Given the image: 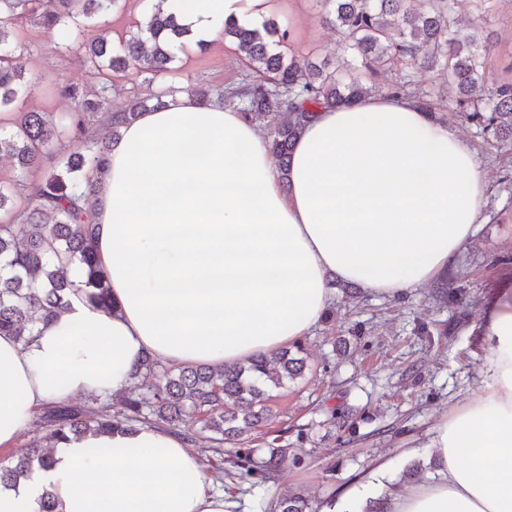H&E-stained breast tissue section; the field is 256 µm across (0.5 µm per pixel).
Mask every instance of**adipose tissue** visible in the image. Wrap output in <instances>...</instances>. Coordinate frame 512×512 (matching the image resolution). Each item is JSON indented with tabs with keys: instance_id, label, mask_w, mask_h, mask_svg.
Here are the masks:
<instances>
[{
	"instance_id": "adipose-tissue-1",
	"label": "adipose tissue",
	"mask_w": 512,
	"mask_h": 512,
	"mask_svg": "<svg viewBox=\"0 0 512 512\" xmlns=\"http://www.w3.org/2000/svg\"><path fill=\"white\" fill-rule=\"evenodd\" d=\"M261 0H195L211 38ZM98 188L94 249L112 310L76 292L31 342L0 334V447L45 405L128 388L145 355L214 367L299 340L330 277L396 298L447 271L483 221L488 182L447 123L406 98L366 97L308 119L288 167L257 124L181 93L124 125ZM481 395L430 432L438 478L382 486L383 512H512V279L485 322ZM50 469L0 486V512H232L183 436L140 425L58 442Z\"/></svg>"
}]
</instances>
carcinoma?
<instances>
[{
  "mask_svg": "<svg viewBox=\"0 0 512 512\" xmlns=\"http://www.w3.org/2000/svg\"><path fill=\"white\" fill-rule=\"evenodd\" d=\"M9 13L0 14V112L13 110L19 95L28 89L21 44L16 26L26 19L48 32L76 33L78 48L86 63L102 75V84L92 98L76 90L75 100L59 124L48 123L42 113L21 111L11 124L0 127V158L14 164L12 178L0 180V333L29 342L37 325L49 321L69 304L75 289L85 288L88 301L104 311L112 310V295L105 271L92 248L93 228L87 205L104 177L112 143L121 128L137 118L147 101L135 100L123 111L109 107L111 73L135 69L152 76L171 71L177 53H187L185 36L190 26L182 15L159 7L144 15L136 31L116 52L107 43L86 37L117 5L119 0H5ZM322 22L342 37L365 74L375 76L398 65L425 69L440 67L448 72V108L491 131L496 139L512 142V82L490 89L485 81L484 60L491 50L475 31L461 26L454 6L463 0H318ZM224 33L234 38L235 49L252 77L243 85L224 90L196 89L209 102H227L251 121L270 130V150L280 166H288L304 119L322 106L350 104L375 91L362 76H345L322 65L299 66L286 55L289 31L275 20H265L254 29L224 24ZM389 96L415 99L422 108L436 110L430 95L413 85L409 77L386 87ZM94 116L109 129V137L86 134V117ZM67 135L82 144L83 151L59 157L49 145ZM40 171L38 181L29 180ZM28 202L22 223L12 216L15 200ZM80 267L84 281L78 285L69 275ZM300 343L248 363L227 367L204 365L158 368L152 356L142 360L139 380L117 404H78L67 398L52 403L38 414L49 443L69 434L93 431L110 433L114 428L137 424L168 425L188 442L194 433L206 432L212 452L225 456L233 469L254 479L253 485L275 484L287 461L288 449L271 441L265 448H237L240 437L265 426L270 417V392L301 378L306 368ZM152 394V401L144 392ZM52 464L50 450L41 439L10 464H0V483L9 484L37 466ZM276 512H313L299 493L281 496Z\"/></svg>",
  "mask_w": 512,
  "mask_h": 512,
  "instance_id": "carcinoma-1",
  "label": "carcinoma"
}]
</instances>
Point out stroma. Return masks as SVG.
Here are the masks:
<instances>
[{
	"label": "stroma",
	"mask_w": 512,
	"mask_h": 512,
	"mask_svg": "<svg viewBox=\"0 0 512 512\" xmlns=\"http://www.w3.org/2000/svg\"><path fill=\"white\" fill-rule=\"evenodd\" d=\"M267 15L290 32L297 63L354 64L340 37L321 21L318 0H268ZM153 0H120L106 26L95 36L112 45L151 11ZM460 13L489 38L490 82H512V0H462ZM20 43L30 94L17 107L36 110L55 122L73 102L62 87L98 90L99 75L60 33L28 24ZM245 69L231 37L217 34L205 47H191L174 71L145 79L136 71L116 74L110 93L113 109L137 97L173 86L188 92L241 84ZM484 168L488 193L483 222L447 272L441 276L448 296L436 299L433 287L411 290L395 299L364 291L348 298L336 293L328 316L302 343L307 368L303 376L276 390L269 402L272 417L262 431L247 434L248 447L281 437L300 466L289 467L278 488L260 495L250 481L212 469V489L230 496L240 512H260L262 498L292 490L307 496L313 508L344 496L368 482L379 463L401 481L403 469L426 462L424 478L435 474L428 461V433L439 418L479 393V367L488 351L483 334L487 300L498 282L512 274V144L494 140L461 112H442ZM343 406L357 415L355 434L335 438L324 424L326 412Z\"/></svg>",
	"instance_id": "obj_1"
}]
</instances>
